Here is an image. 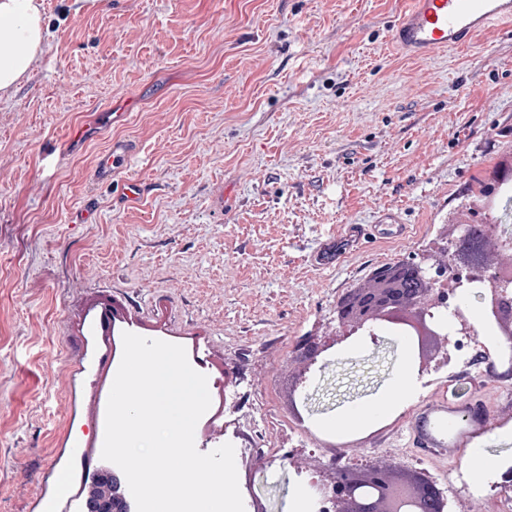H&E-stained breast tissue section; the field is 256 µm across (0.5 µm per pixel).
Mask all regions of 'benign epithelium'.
<instances>
[{"label":"benign epithelium","mask_w":512,"mask_h":512,"mask_svg":"<svg viewBox=\"0 0 512 512\" xmlns=\"http://www.w3.org/2000/svg\"><path fill=\"white\" fill-rule=\"evenodd\" d=\"M489 231L476 224L464 227L462 246L448 252L452 239L440 236L420 255L398 262L408 272L399 293L367 299L350 308L336 303L335 329L307 336L299 344L302 370L291 393L306 381L311 367L331 350H340L357 336H368L379 347L387 335L417 337L418 371L430 363H448V329L458 336L475 335L469 308L462 302L468 291H479L484 301L485 324L496 328L502 342L512 343V267L486 258L483 250ZM397 477L378 466L347 463L319 471L309 494L315 512H446L447 497L437 484L418 471L404 470Z\"/></svg>","instance_id":"1"}]
</instances>
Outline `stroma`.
<instances>
[{"label": "stroma", "instance_id": "35a3bbf8", "mask_svg": "<svg viewBox=\"0 0 512 512\" xmlns=\"http://www.w3.org/2000/svg\"><path fill=\"white\" fill-rule=\"evenodd\" d=\"M43 2V56L0 99V512H68L57 480L78 484L70 451L95 433L105 305L207 362L226 402L195 444L239 448L245 512H297L316 472L348 461L425 472L451 512H501L492 476L461 468L475 444L512 464L493 438L512 432L498 348L478 361L463 348L452 373L425 371L413 400L342 438L322 421L378 397L392 348L312 369L313 415H295L288 387L300 340L329 331L337 299L379 263L459 224L512 236V200L495 192L512 167V32L414 59L389 40L402 0ZM111 110L124 121L100 125ZM115 139L135 146L131 169L97 184ZM128 176L144 187L131 206ZM388 211L403 232L380 223ZM435 399L482 409L441 453L409 430Z\"/></svg>", "mask_w": 512, "mask_h": 512}]
</instances>
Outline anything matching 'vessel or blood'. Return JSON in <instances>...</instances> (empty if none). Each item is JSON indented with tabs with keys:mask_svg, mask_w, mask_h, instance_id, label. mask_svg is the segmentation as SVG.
Returning <instances> with one entry per match:
<instances>
[{
	"mask_svg": "<svg viewBox=\"0 0 512 512\" xmlns=\"http://www.w3.org/2000/svg\"><path fill=\"white\" fill-rule=\"evenodd\" d=\"M492 27L512 28V0H405L401 17L393 31L394 42L411 57L421 58L439 49H464L476 45ZM135 149L127 141L113 140L107 156L96 167L93 178L98 183L111 182L117 170L130 165ZM118 361L111 351L99 359L97 374L104 385L95 402L94 417L104 424L112 375ZM416 441L428 449H446L448 445V404L432 401L411 422ZM104 439L96 437L74 454L82 472L94 471V461L101 454Z\"/></svg>",
	"mask_w": 512,
	"mask_h": 512,
	"instance_id": "1",
	"label": "vessel or blood"
}]
</instances>
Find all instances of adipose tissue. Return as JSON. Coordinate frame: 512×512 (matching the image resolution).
I'll use <instances>...</instances> for the list:
<instances>
[{
    "mask_svg": "<svg viewBox=\"0 0 512 512\" xmlns=\"http://www.w3.org/2000/svg\"><path fill=\"white\" fill-rule=\"evenodd\" d=\"M47 28L41 0H0V97L15 93L37 65Z\"/></svg>",
    "mask_w": 512,
    "mask_h": 512,
    "instance_id": "ef3b65f1",
    "label": "adipose tissue"
}]
</instances>
